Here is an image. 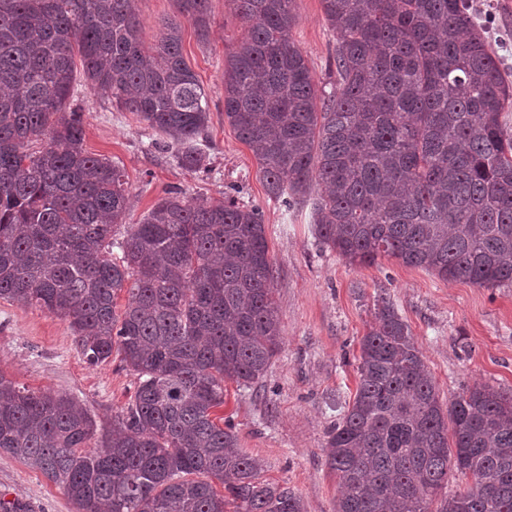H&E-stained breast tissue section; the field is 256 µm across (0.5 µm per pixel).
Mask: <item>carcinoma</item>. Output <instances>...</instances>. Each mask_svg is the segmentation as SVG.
Wrapping results in <instances>:
<instances>
[{
  "mask_svg": "<svg viewBox=\"0 0 512 512\" xmlns=\"http://www.w3.org/2000/svg\"><path fill=\"white\" fill-rule=\"evenodd\" d=\"M179 2L205 36L208 0ZM228 2L245 35L226 56L224 120L269 198L310 204L320 243L352 264L512 285V83L470 0H321L336 35L324 96L291 39L295 0ZM139 25L135 0H0V299L69 319L89 363L115 353L138 379L92 448L85 407L0 374V452L76 512H302L212 418L224 383L258 381L280 350L262 209L169 189L118 237L123 173L82 148L77 55L96 94L161 136L156 150L206 171L209 99L181 24L149 51ZM375 317L326 441L335 512H431L437 497L439 512H512V396L475 384L443 404L408 324L386 301ZM453 472L472 483L444 497Z\"/></svg>",
  "mask_w": 512,
  "mask_h": 512,
  "instance_id": "obj_1",
  "label": "carcinoma"
}]
</instances>
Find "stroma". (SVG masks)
I'll list each match as a JSON object with an SVG mask.
<instances>
[{"mask_svg": "<svg viewBox=\"0 0 512 512\" xmlns=\"http://www.w3.org/2000/svg\"><path fill=\"white\" fill-rule=\"evenodd\" d=\"M472 3L487 20L491 48L505 61L512 81V0ZM137 9L144 47L157 43L162 22L182 26L183 56L210 100V170L190 172L155 152L154 132L135 113L97 97L79 76L71 104L83 114V148L122 170L132 224L175 187L202 203L223 199L227 187L235 185L241 200L261 207L283 344L257 383H225L224 403L214 415L234 424L240 448L260 461L262 479L291 488L304 512H334L338 479L326 464L324 445L356 391L359 342L375 322L378 300L390 301L409 325L446 403L477 383L512 394V286L446 281L388 257L372 266L352 265L323 249L309 207L287 212L268 198L255 158L224 120V59L244 35L226 0H209L204 37L183 19L178 0H137ZM295 11L291 37L317 90L331 91L336 37L321 0H296ZM0 373L28 390L73 398L106 429L137 385L136 375L119 359L88 363L68 319L4 299ZM0 500L19 503L27 512H74L62 488L6 453H0Z\"/></svg>", "mask_w": 512, "mask_h": 512, "instance_id": "obj_1", "label": "stroma"}]
</instances>
